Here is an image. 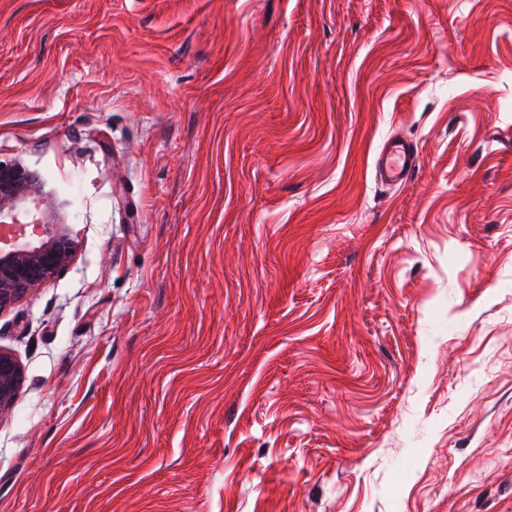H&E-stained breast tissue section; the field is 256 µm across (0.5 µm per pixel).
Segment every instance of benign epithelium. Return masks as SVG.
<instances>
[{"mask_svg":"<svg viewBox=\"0 0 512 512\" xmlns=\"http://www.w3.org/2000/svg\"><path fill=\"white\" fill-rule=\"evenodd\" d=\"M33 190L46 202L34 220L39 234L34 239L16 237L0 248V314L77 256L75 230L62 219L54 191L45 190L44 180L21 159L0 160V225L23 223ZM23 381L19 361L0 349V414L14 408Z\"/></svg>","mask_w":512,"mask_h":512,"instance_id":"obj_1","label":"benign epithelium"}]
</instances>
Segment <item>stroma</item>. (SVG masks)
I'll use <instances>...</instances> for the list:
<instances>
[{"instance_id":"1","label":"stroma","mask_w":512,"mask_h":512,"mask_svg":"<svg viewBox=\"0 0 512 512\" xmlns=\"http://www.w3.org/2000/svg\"><path fill=\"white\" fill-rule=\"evenodd\" d=\"M1 158L0 512H512V0H0ZM419 164L417 144L394 135L383 141L374 157V176L381 183L401 186L408 182ZM21 159L0 160V227L22 224L28 194L36 191L49 206L39 207L35 239L16 237L0 248V314L40 288L77 256L76 232L61 217L55 193ZM23 381L24 374L19 361L11 353L0 349V414L14 408Z\"/></svg>"}]
</instances>
